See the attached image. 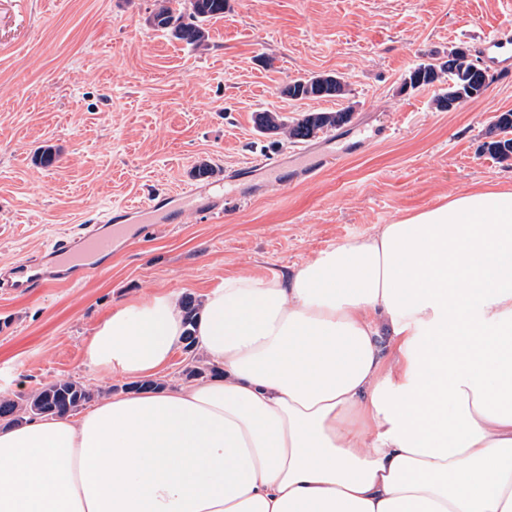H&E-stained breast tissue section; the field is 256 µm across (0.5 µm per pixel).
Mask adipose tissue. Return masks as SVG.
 Returning <instances> with one entry per match:
<instances>
[{
  "label": "adipose tissue",
  "instance_id": "adipose-tissue-1",
  "mask_svg": "<svg viewBox=\"0 0 512 512\" xmlns=\"http://www.w3.org/2000/svg\"><path fill=\"white\" fill-rule=\"evenodd\" d=\"M184 330L157 293L86 359L146 380ZM196 336L221 375L0 430V512H512L511 189L224 277Z\"/></svg>",
  "mask_w": 512,
  "mask_h": 512
}]
</instances>
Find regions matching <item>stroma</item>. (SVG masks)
Segmentation results:
<instances>
[{
    "label": "stroma",
    "mask_w": 512,
    "mask_h": 512,
    "mask_svg": "<svg viewBox=\"0 0 512 512\" xmlns=\"http://www.w3.org/2000/svg\"><path fill=\"white\" fill-rule=\"evenodd\" d=\"M155 0H0V270L34 259L117 205L161 194L159 213L127 216L145 237L76 284L0 294V392L17 398L58 379L103 397L127 378L94 373L85 346L113 308L159 291L196 299L227 275H268L379 225L484 187H512V159L482 149L512 109V71L451 112L441 81L402 91L419 63L450 49L482 54L483 33L512 26V0H227L198 51L147 25ZM341 76L339 98L293 100L299 78ZM351 108L349 123L307 142L259 133L256 113L285 120ZM58 160L34 163L40 147ZM334 148L337 164L284 184L243 167L287 168ZM209 161L223 218L182 207L174 191ZM177 214L175 225L157 214Z\"/></svg>",
    "instance_id": "1"
}]
</instances>
